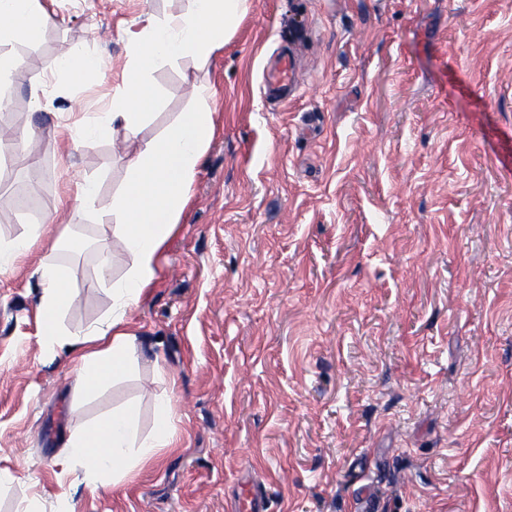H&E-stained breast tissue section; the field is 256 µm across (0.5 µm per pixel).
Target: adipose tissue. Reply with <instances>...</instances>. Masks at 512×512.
Masks as SVG:
<instances>
[{
  "label": "adipose tissue",
  "mask_w": 512,
  "mask_h": 512,
  "mask_svg": "<svg viewBox=\"0 0 512 512\" xmlns=\"http://www.w3.org/2000/svg\"><path fill=\"white\" fill-rule=\"evenodd\" d=\"M249 0H192V6L172 19L142 15L138 30L129 32L131 61L124 76V90L113 99L112 109L95 126L78 127L77 137L89 141L105 131L121 133L136 143L129 160V176L117 200V220L112 240L130 263L125 277L112 290V318L106 328L70 341L75 354L73 369L76 393L94 395L103 385L124 372L126 352L133 340L125 329L127 310L140 302L155 284L167 243L190 201V189L202 158L215 135L209 88L194 89L198 104L159 137L139 141L138 135L154 104V91L146 80L148 71L163 62L187 56L207 58L223 51ZM51 21L39 0H0V39L18 35L37 36ZM43 297L39 307L41 333L49 339L61 336L60 317L73 302L69 275L61 267L40 268ZM172 405L155 404L152 436L136 441L135 407L113 410L98 421L77 427L70 435L64 461H76L99 472H118L128 460L145 464L160 449L172 446Z\"/></svg>",
  "instance_id": "obj_1"
}]
</instances>
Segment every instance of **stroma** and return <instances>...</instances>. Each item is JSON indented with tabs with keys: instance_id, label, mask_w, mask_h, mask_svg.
<instances>
[{
	"instance_id": "1",
	"label": "stroma",
	"mask_w": 512,
	"mask_h": 512,
	"mask_svg": "<svg viewBox=\"0 0 512 512\" xmlns=\"http://www.w3.org/2000/svg\"><path fill=\"white\" fill-rule=\"evenodd\" d=\"M37 40L0 41V512H227L243 475L268 512H512V0H251L210 59L158 65L159 134L213 86L217 132L150 293L126 315L129 371L77 397L40 331L39 268H66L77 339L128 270L112 211L132 144L72 130L110 111L128 30L190 0H40ZM93 55L89 81L58 69ZM284 52L297 85L272 96ZM91 180L95 195L75 198ZM84 241L63 253L60 243ZM176 447L119 480L61 464L73 430L154 399Z\"/></svg>"
}]
</instances>
